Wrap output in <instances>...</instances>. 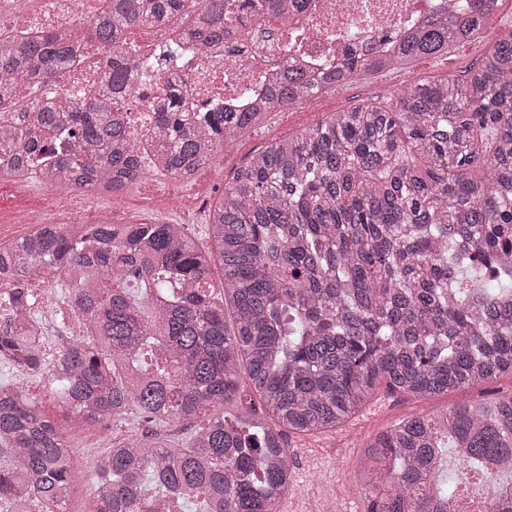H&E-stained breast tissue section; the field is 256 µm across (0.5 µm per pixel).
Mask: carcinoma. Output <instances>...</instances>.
Returning a JSON list of instances; mask_svg holds the SVG:
<instances>
[{
	"instance_id": "carcinoma-1",
	"label": "carcinoma",
	"mask_w": 512,
	"mask_h": 512,
	"mask_svg": "<svg viewBox=\"0 0 512 512\" xmlns=\"http://www.w3.org/2000/svg\"><path fill=\"white\" fill-rule=\"evenodd\" d=\"M225 0H111L85 22L0 41V112L15 95L112 51L111 98L47 104L0 129V155L63 188L139 182L138 136L112 102L170 66L168 47L144 61L122 47L135 28L184 15L198 51L224 40ZM292 0H247L238 21L288 22ZM390 54L338 70L286 71L248 112L186 111L179 80L155 113L154 167L171 178L210 165L224 144L271 112L339 83L397 70L482 37L498 0H447ZM212 247L178 224H53L0 245V366L47 379L84 424L130 416L207 424L180 444L156 432L112 443L90 461L99 477L90 512H165V498L204 512H280L291 489L290 434L334 427L377 382L430 398L512 376V36L495 41L468 80L424 76L391 104L336 112L267 145L237 170L209 214ZM222 270L215 283L214 267ZM68 279L81 335L53 359L23 324L31 280ZM495 280L499 287L488 288ZM234 323L226 321V307ZM155 346L145 373L136 357ZM478 470H512V394L404 419L363 458L364 512H456L441 490L446 448ZM64 512L73 450L23 389L0 383V500ZM486 512H512V493Z\"/></svg>"
}]
</instances>
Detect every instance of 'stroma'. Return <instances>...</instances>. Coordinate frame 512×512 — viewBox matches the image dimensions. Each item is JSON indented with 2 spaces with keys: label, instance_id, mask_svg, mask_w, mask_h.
Listing matches in <instances>:
<instances>
[{
  "label": "stroma",
  "instance_id": "1",
  "mask_svg": "<svg viewBox=\"0 0 512 512\" xmlns=\"http://www.w3.org/2000/svg\"><path fill=\"white\" fill-rule=\"evenodd\" d=\"M510 36L512 0H500L485 19L482 38L464 43L449 54L417 60L411 69L364 75L344 84L341 89L324 91L312 102L270 114L260 126L221 149L216 160L200 170L195 187L200 195L199 207L193 212V222L189 226L191 235L199 246H208L206 228L210 202L253 154L271 142L314 126L336 111L352 109L370 100L389 103L400 88L422 76L464 78L496 40ZM166 182V177L150 174L123 196L113 199L114 223H175V216L159 210L153 198L154 192ZM491 389L501 394L511 393L512 377L505 375L486 385L425 400L393 394L380 385L341 425L309 435H291L288 456L294 481L281 502V512H327L332 505L338 512H363L359 470L365 446L378 433L413 415L439 413L461 402L483 400ZM41 403L47 414L67 427V442L75 448L79 465L69 509L70 512H81L85 501L92 498L97 489V476L88 467V458L100 456L102 449L121 440L131 430L147 429L148 423L142 418H131L107 429L87 426L75 431L69 429L66 410L55 396L43 394Z\"/></svg>",
  "mask_w": 512,
  "mask_h": 512
}]
</instances>
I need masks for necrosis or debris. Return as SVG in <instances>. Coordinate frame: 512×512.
<instances>
[{"mask_svg":"<svg viewBox=\"0 0 512 512\" xmlns=\"http://www.w3.org/2000/svg\"><path fill=\"white\" fill-rule=\"evenodd\" d=\"M106 0H0V36L43 28L53 30L86 20L100 12ZM445 0H310L294 12L278 35L264 24L242 23L227 28L223 42L211 44L206 55L186 50L182 75L197 85V109L209 112L246 101L266 92L285 69L317 67L352 46L361 55L374 45L395 44L416 31L430 15L439 13ZM103 76L101 63L87 61L77 73L57 77L16 100L15 111L35 107L47 95L72 97L82 87H95ZM103 196L91 191L54 188L39 211L10 213L14 224L46 226L56 213L77 215L101 207L103 221L112 213L103 209Z\"/></svg>","mask_w":512,"mask_h":512,"instance_id":"4bbe7bcc","label":"necrosis or debris"}]
</instances>
